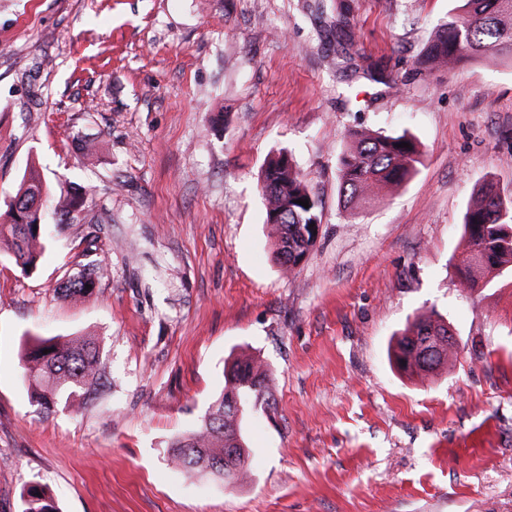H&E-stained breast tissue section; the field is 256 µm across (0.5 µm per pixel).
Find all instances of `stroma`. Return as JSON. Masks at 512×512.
Here are the masks:
<instances>
[{"mask_svg":"<svg viewBox=\"0 0 512 512\" xmlns=\"http://www.w3.org/2000/svg\"><path fill=\"white\" fill-rule=\"evenodd\" d=\"M344 2L348 63L315 0H0V212L31 162L51 194L93 190L47 216L33 272L0 251V512H22L33 483L62 512H512V274L469 292L454 268L473 187L512 198V65L418 70L448 0ZM359 127L424 155L353 213L337 161ZM279 151L322 210L291 274L258 187ZM90 243L97 287L60 297ZM431 310L455 360L420 381L388 348ZM78 336L95 337L107 390L44 413L24 348ZM244 353L276 400L242 424L248 479L173 468L170 439Z\"/></svg>","mask_w":512,"mask_h":512,"instance_id":"stroma-1","label":"stroma"}]
</instances>
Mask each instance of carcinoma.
<instances>
[{
	"label": "carcinoma",
	"mask_w": 512,
	"mask_h": 512,
	"mask_svg": "<svg viewBox=\"0 0 512 512\" xmlns=\"http://www.w3.org/2000/svg\"><path fill=\"white\" fill-rule=\"evenodd\" d=\"M448 18L437 24L418 61L433 73L461 61L498 60L512 63V0H455ZM336 44L353 42L347 7L336 0L329 20ZM349 143L338 162L339 202L359 212L380 194L401 187L422 162V152L407 135H384L368 128L348 132ZM405 142L409 147L401 148ZM266 224L275 239L276 259L293 273L313 250L321 225L320 201L281 152L268 158L260 173ZM49 189L35 167L26 170L9 209L0 215V248L11 253L22 271L35 269L46 250L44 206ZM309 201V207L297 203ZM462 250L455 256L459 284L467 291L490 286L512 271V199L503 197L491 181L476 188L463 219ZM102 270L90 261L60 286L67 299L91 292ZM448 324L436 313L424 312L397 337L391 349L396 367L422 380L448 366L454 352L439 337ZM49 353H43V350ZM22 377L34 401L49 410L59 402L86 405L103 385L98 348L90 339L58 342L37 339L25 351ZM273 409L271 379L253 356L242 354L224 370V389L210 403L196 426L170 441L171 459L186 472L210 474L228 483L247 476L249 455L242 435L243 418L253 402ZM23 512H60L50 490L39 484L24 489Z\"/></svg>",
	"instance_id": "obj_1"
}]
</instances>
